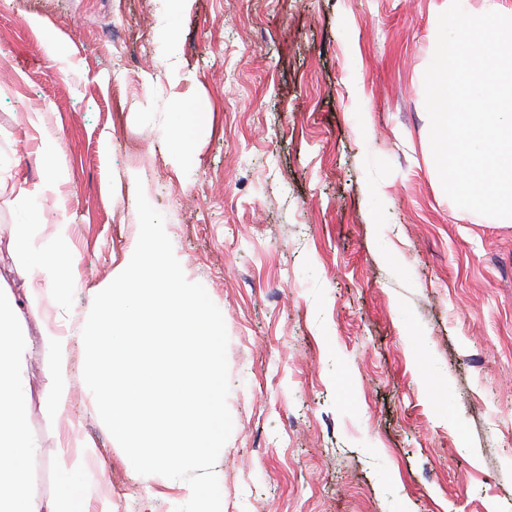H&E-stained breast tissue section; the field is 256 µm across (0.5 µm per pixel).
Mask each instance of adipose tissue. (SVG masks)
Wrapping results in <instances>:
<instances>
[{"label": "adipose tissue", "mask_w": 512, "mask_h": 512, "mask_svg": "<svg viewBox=\"0 0 512 512\" xmlns=\"http://www.w3.org/2000/svg\"><path fill=\"white\" fill-rule=\"evenodd\" d=\"M25 136L39 143L45 165L40 183L15 182L9 165H0V198L15 214L13 252L26 278L20 292L0 284V512H75L70 495L43 499L32 491L42 450L28 430L32 404L27 358L32 344L24 331L23 308L38 306L48 295L58 306H65L72 281L67 260L68 216H61L48 239L41 237L36 222L43 200L59 196L65 181L64 169L55 161L56 138L36 115L28 117Z\"/></svg>", "instance_id": "adipose-tissue-1"}]
</instances>
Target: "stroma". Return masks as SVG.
<instances>
[{
	"instance_id": "stroma-1",
	"label": "stroma",
	"mask_w": 512,
	"mask_h": 512,
	"mask_svg": "<svg viewBox=\"0 0 512 512\" xmlns=\"http://www.w3.org/2000/svg\"><path fill=\"white\" fill-rule=\"evenodd\" d=\"M446 5L185 0L175 84L155 0H0V155L37 183L23 125L42 113L75 258L67 306L27 311L28 337L84 323L137 242L144 190L228 332L221 512H512V224L458 208L425 150ZM190 108L184 166L167 115ZM83 364L77 336L65 412L30 416L35 493H61L66 438L101 474L79 512H174L189 485L128 472Z\"/></svg>"
}]
</instances>
